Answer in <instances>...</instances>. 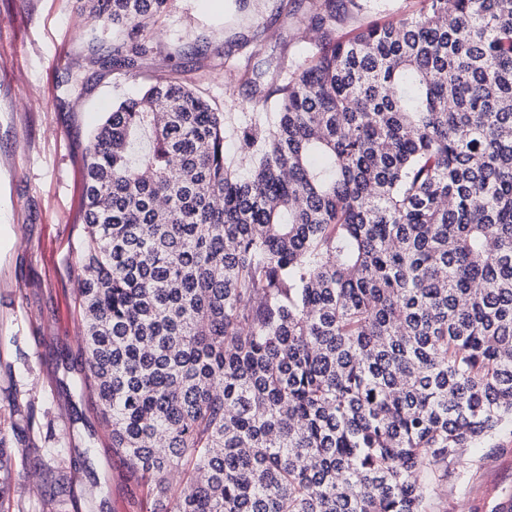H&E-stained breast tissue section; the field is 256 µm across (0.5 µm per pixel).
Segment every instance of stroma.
<instances>
[{
  "label": "stroma",
  "mask_w": 512,
  "mask_h": 512,
  "mask_svg": "<svg viewBox=\"0 0 512 512\" xmlns=\"http://www.w3.org/2000/svg\"><path fill=\"white\" fill-rule=\"evenodd\" d=\"M420 0H366L337 36L418 11ZM314 0H173L147 34L138 77L91 61L82 0H0V414L13 391L35 389L34 416L47 418L35 443L65 459L81 512L89 472L109 485L108 512H151L143 488L104 440L95 411L78 395L73 289L83 222L82 165L90 133L119 101L154 77L183 68L232 130L253 122V104L287 82L302 42H317ZM86 79L67 92L66 68ZM95 453L84 457L90 437ZM512 494V434L467 452L461 479L443 481L426 512H494Z\"/></svg>",
  "instance_id": "obj_1"
}]
</instances>
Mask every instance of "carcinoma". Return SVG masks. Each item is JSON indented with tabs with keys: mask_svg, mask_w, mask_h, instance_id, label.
Returning <instances> with one entry per match:
<instances>
[{
	"mask_svg": "<svg viewBox=\"0 0 512 512\" xmlns=\"http://www.w3.org/2000/svg\"><path fill=\"white\" fill-rule=\"evenodd\" d=\"M87 2L137 77L171 0ZM316 4L273 111L227 137L172 73L86 148L79 391L152 512H425L512 432V0L340 38ZM20 456L42 512L74 500L0 421V512Z\"/></svg>",
	"mask_w": 512,
	"mask_h": 512,
	"instance_id": "cac0c4a2",
	"label": "carcinoma"
}]
</instances>
